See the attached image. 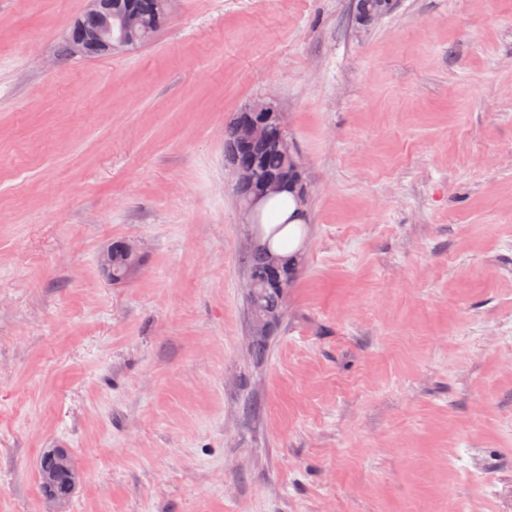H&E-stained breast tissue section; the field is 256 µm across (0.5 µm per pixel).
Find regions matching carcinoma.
Here are the masks:
<instances>
[{"label": "carcinoma", "mask_w": 512, "mask_h": 512, "mask_svg": "<svg viewBox=\"0 0 512 512\" xmlns=\"http://www.w3.org/2000/svg\"><path fill=\"white\" fill-rule=\"evenodd\" d=\"M362 8L357 10L358 19L364 23L378 20L386 15L379 6V0H357ZM168 0H112V42L120 44L123 37L121 16L128 10L140 17L141 44L152 38L161 27L167 15ZM257 124V135L251 141L240 145L235 154L228 157L231 169H245L253 175V182L237 186L240 201H248L253 189L267 176L305 179L303 167L293 151L277 147L281 127L285 125L284 113L258 112L253 114ZM264 209L251 214V223L259 233L258 241L247 255L248 278L252 279L249 301L253 331L272 320H278L283 313V298L296 275V262L291 257L274 254L269 247L271 241L288 226V222L270 228L263 225ZM138 255H129L112 243V284L125 282L132 275L130 267L138 264Z\"/></svg>", "instance_id": "cac0c4a2"}]
</instances>
